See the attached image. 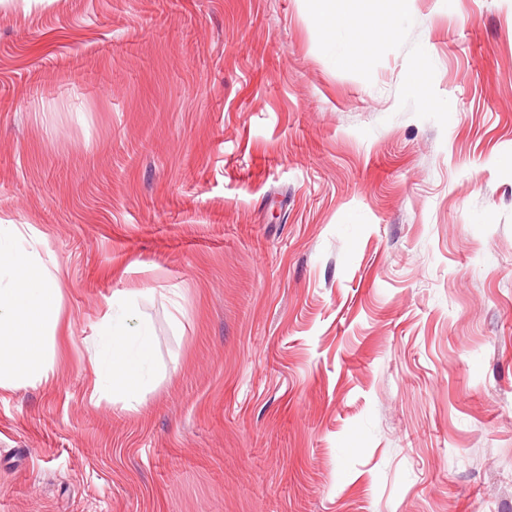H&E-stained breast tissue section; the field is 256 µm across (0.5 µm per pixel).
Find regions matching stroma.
Masks as SVG:
<instances>
[{
    "mask_svg": "<svg viewBox=\"0 0 512 512\" xmlns=\"http://www.w3.org/2000/svg\"><path fill=\"white\" fill-rule=\"evenodd\" d=\"M0 0V220L62 293L0 512H512V0ZM164 378L92 397L112 293ZM183 331L168 323L171 301ZM325 55L334 63L344 61L359 45L365 43L367 33L354 27L346 18L336 15V8L321 24L319 33Z\"/></svg>",
    "mask_w": 512,
    "mask_h": 512,
    "instance_id": "stroma-1",
    "label": "stroma"
}]
</instances>
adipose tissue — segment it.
Wrapping results in <instances>:
<instances>
[{
    "label": "adipose tissue",
    "instance_id": "adipose-tissue-1",
    "mask_svg": "<svg viewBox=\"0 0 512 512\" xmlns=\"http://www.w3.org/2000/svg\"><path fill=\"white\" fill-rule=\"evenodd\" d=\"M332 62L344 61L365 43V30L329 15L319 33ZM41 235L29 224L0 221V390L47 385L54 376L61 290L58 269L41 253ZM143 295L113 293L91 337L94 394L135 410L156 385L155 329L140 309Z\"/></svg>",
    "mask_w": 512,
    "mask_h": 512
}]
</instances>
